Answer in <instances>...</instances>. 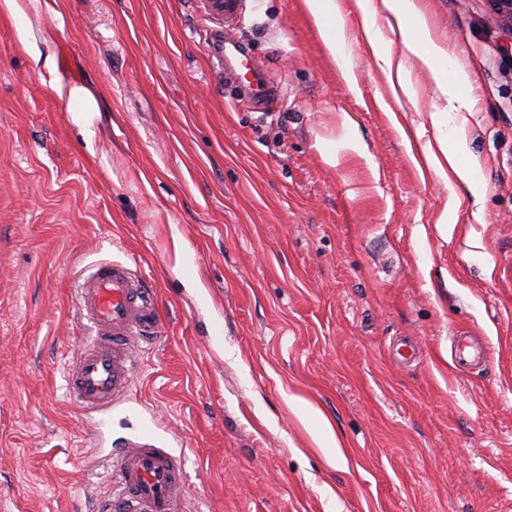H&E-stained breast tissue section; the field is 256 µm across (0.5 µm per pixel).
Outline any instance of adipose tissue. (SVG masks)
<instances>
[{
  "instance_id": "ef3b65f1",
  "label": "adipose tissue",
  "mask_w": 512,
  "mask_h": 512,
  "mask_svg": "<svg viewBox=\"0 0 512 512\" xmlns=\"http://www.w3.org/2000/svg\"><path fill=\"white\" fill-rule=\"evenodd\" d=\"M305 5L343 77L353 81L345 18L339 0H305ZM355 8L359 25L392 91L414 98V73L422 71L430 77L441 104L431 114L438 136L436 149L425 153L427 162L445 182L462 183L471 206H479L483 178L476 165L465 158V141L457 125L459 113L473 109L468 94V73L455 66L448 51L435 41L414 0H355ZM390 30L399 32L404 47L402 53H394L392 42L386 36Z\"/></svg>"
}]
</instances>
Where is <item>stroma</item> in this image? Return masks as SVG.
<instances>
[{
  "mask_svg": "<svg viewBox=\"0 0 512 512\" xmlns=\"http://www.w3.org/2000/svg\"><path fill=\"white\" fill-rule=\"evenodd\" d=\"M416 2L471 77L478 217L422 161L433 83L395 101L353 14L351 87L304 0H247L235 37L275 89L256 108L231 104L204 0L0 15V512L111 493L65 395L75 286L101 261L131 265L166 328L109 446L154 413L184 443L185 512H512V23L492 0ZM455 336L484 363L459 365ZM305 409L310 417H312L318 427L313 434V440L320 448H341L327 419L322 415L319 409L305 403Z\"/></svg>",
  "mask_w": 512,
  "mask_h": 512,
  "instance_id": "stroma-1",
  "label": "stroma"
}]
</instances>
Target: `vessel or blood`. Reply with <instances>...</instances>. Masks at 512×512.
Here are the masks:
<instances>
[{"label":"vessel or blood","mask_w":512,"mask_h":512,"mask_svg":"<svg viewBox=\"0 0 512 512\" xmlns=\"http://www.w3.org/2000/svg\"><path fill=\"white\" fill-rule=\"evenodd\" d=\"M204 2L218 25L209 52L222 61L224 73L241 66L251 76L243 105L268 101L272 87L264 70L231 36L245 16V0ZM77 297L79 352L67 372L66 394L80 421L100 428L130 389L135 343L157 338L163 321L152 292L126 263L94 267L81 279ZM159 430L156 420L144 421L136 440L111 462L110 512H183L182 461Z\"/></svg>","instance_id":"vessel-or-blood-1"}]
</instances>
